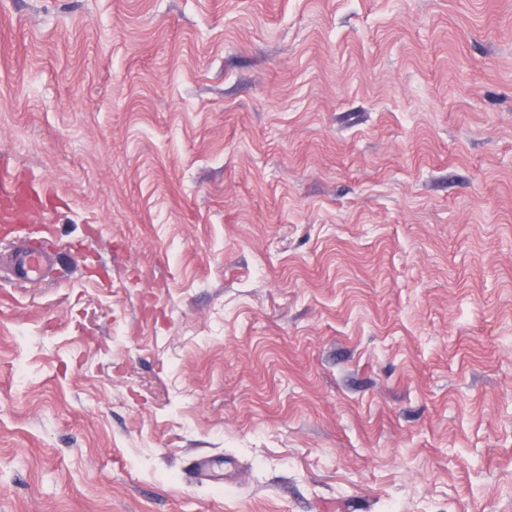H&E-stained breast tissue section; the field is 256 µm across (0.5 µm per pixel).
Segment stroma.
Segmentation results:
<instances>
[{
    "instance_id": "obj_1",
    "label": "stroma",
    "mask_w": 512,
    "mask_h": 512,
    "mask_svg": "<svg viewBox=\"0 0 512 512\" xmlns=\"http://www.w3.org/2000/svg\"><path fill=\"white\" fill-rule=\"evenodd\" d=\"M0 512H512V0H0ZM0 197L7 202L0 212V221L23 224L37 213V208L28 190H19L14 178L6 177V173L3 172L0 175ZM52 255L45 251H21L14 258L16 278L30 279L41 275L48 269Z\"/></svg>"
}]
</instances>
